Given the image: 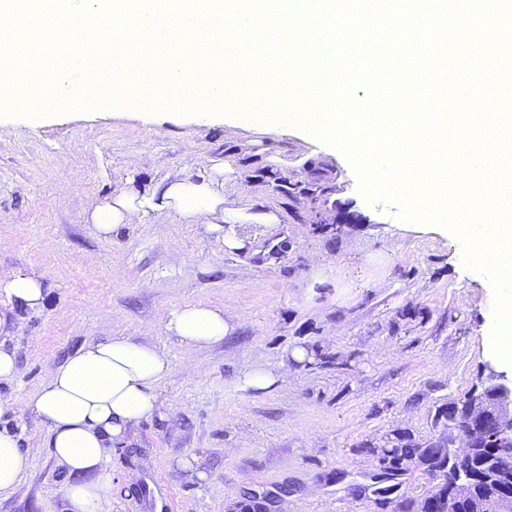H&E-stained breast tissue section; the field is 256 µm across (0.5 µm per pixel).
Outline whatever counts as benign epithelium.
<instances>
[{
    "mask_svg": "<svg viewBox=\"0 0 512 512\" xmlns=\"http://www.w3.org/2000/svg\"><path fill=\"white\" fill-rule=\"evenodd\" d=\"M484 391L485 400L471 406L477 426L448 429L443 445L451 461L446 475L457 497L466 495L470 488L472 477L466 473L465 464L475 449L492 442L503 452L512 451V382L507 383L504 376L494 373Z\"/></svg>",
    "mask_w": 512,
    "mask_h": 512,
    "instance_id": "7a95c632",
    "label": "benign epithelium"
}]
</instances>
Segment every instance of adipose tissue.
<instances>
[{
	"mask_svg": "<svg viewBox=\"0 0 512 512\" xmlns=\"http://www.w3.org/2000/svg\"><path fill=\"white\" fill-rule=\"evenodd\" d=\"M224 162L211 160L197 177H166L144 192L122 190L93 201L87 221L104 237L127 224L162 223L176 217L185 224H208L226 249L244 250L249 237L240 228L275 224L273 211L246 204L250 186L236 182ZM0 291L19 306L44 305L41 275L20 270L0 281ZM237 317L225 308L188 305L169 315L165 329L176 338L185 357L218 344L231 335ZM169 370L164 350L127 336L91 342L53 368L48 383L24 406L0 393V419L28 411L48 427V446L67 472L62 494L67 512H98L108 489L104 465L112 447L143 421L159 414L157 387ZM30 467L19 439L0 429V494L12 491Z\"/></svg>",
	"mask_w": 512,
	"mask_h": 512,
	"instance_id": "adipose-tissue-1",
	"label": "adipose tissue"
}]
</instances>
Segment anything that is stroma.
I'll return each instance as SVG.
<instances>
[{"mask_svg":"<svg viewBox=\"0 0 512 512\" xmlns=\"http://www.w3.org/2000/svg\"><path fill=\"white\" fill-rule=\"evenodd\" d=\"M211 158L232 162L280 219L249 225L253 252L225 251L204 225L173 217L108 239L87 223L89 199L196 176ZM282 179L332 186L339 209L317 223L306 200L276 192ZM325 253L350 284L312 268ZM21 269L42 276L48 297L22 309L0 292L19 367L1 393L25 403L54 365L109 331L170 361L157 390L169 417L113 445L101 512H375L361 488L381 450L446 437L438 413L500 367L485 347L493 286L457 238L370 204L350 160L294 126L266 134L244 116L203 123L120 106L0 114V279ZM198 303L229 306L240 321L187 360L165 323ZM297 347L312 359L292 361ZM282 361L291 374L279 387H239L244 370ZM7 426L31 465L0 494V512H63L65 471L47 426L27 415Z\"/></svg>","mask_w":512,"mask_h":512,"instance_id":"stroma-1","label":"stroma"}]
</instances>
